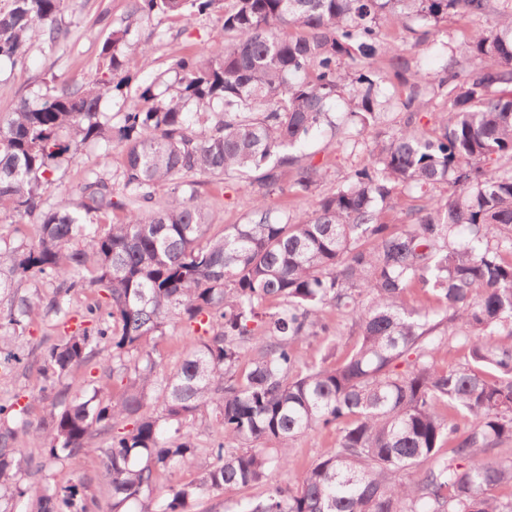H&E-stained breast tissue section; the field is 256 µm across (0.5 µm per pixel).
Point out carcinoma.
<instances>
[{
	"label": "carcinoma",
	"mask_w": 512,
	"mask_h": 512,
	"mask_svg": "<svg viewBox=\"0 0 512 512\" xmlns=\"http://www.w3.org/2000/svg\"><path fill=\"white\" fill-rule=\"evenodd\" d=\"M222 1L225 41L179 57L162 92L140 89L157 104L125 102L116 124L100 112L130 81L128 24L100 77L0 117V209L38 219L32 241L0 245V330L17 343L0 367L36 366L33 400L49 406L34 426L19 396L0 398V512H99L92 478L49 484L17 448L23 432L60 464L107 437L94 452L109 512H195L274 470L287 483L238 512H512V0H135L132 18ZM64 8L8 0L0 62L33 38L66 42ZM450 16L477 28L429 75L380 36L389 24L419 45ZM428 98L442 101L430 131L413 122ZM391 112L405 120L385 131ZM323 132L353 150L374 134L368 162L312 211L279 210L284 181L304 196L326 181L328 163L299 152ZM87 143L122 147L117 180L90 170L75 201L49 204L61 161ZM220 175L255 198L245 223L212 234L196 177ZM402 193L416 204L392 224ZM32 277L51 295L19 293ZM37 307L77 323L30 362ZM328 308L348 316L352 349L304 362L298 344L336 335ZM178 325L188 341L165 375L158 345ZM452 342L464 362L439 361ZM88 366L100 376L64 383ZM203 407L206 448L184 430ZM330 426L335 442L299 466L293 441ZM201 457L194 480L172 479Z\"/></svg>",
	"instance_id": "cac0c4a2"
}]
</instances>
